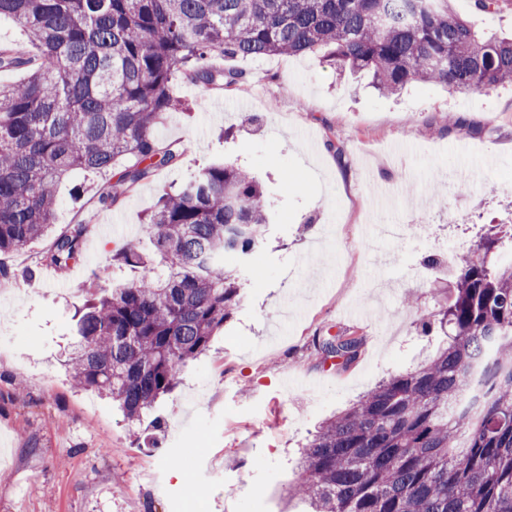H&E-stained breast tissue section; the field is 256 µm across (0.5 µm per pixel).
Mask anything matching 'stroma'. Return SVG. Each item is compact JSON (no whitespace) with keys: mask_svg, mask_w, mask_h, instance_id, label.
<instances>
[{"mask_svg":"<svg viewBox=\"0 0 512 512\" xmlns=\"http://www.w3.org/2000/svg\"><path fill=\"white\" fill-rule=\"evenodd\" d=\"M231 66L245 78L228 90L173 83L183 105L155 134L180 147L179 166L111 209L98 195L124 161L60 186L54 233L88 226L78 264L43 265L51 235L0 260L14 274L0 286V512H302L286 497L300 446L441 344L415 328L448 277L424 259L465 254L512 202V87L474 96L420 82L384 97L315 55ZM212 164L263 184L269 223L237 271L232 317L132 423L65 370L73 314L95 288L133 278L116 250L153 257L146 213ZM340 332L363 339L347 366L319 351Z\"/></svg>","mask_w":512,"mask_h":512,"instance_id":"stroma-1","label":"stroma"}]
</instances>
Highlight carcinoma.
<instances>
[{"label":"carcinoma","instance_id":"obj_1","mask_svg":"<svg viewBox=\"0 0 512 512\" xmlns=\"http://www.w3.org/2000/svg\"><path fill=\"white\" fill-rule=\"evenodd\" d=\"M449 0H0L30 48L0 46V255L21 251L55 221L71 173L132 163L103 189L118 204L182 152L153 131L181 106L176 75L231 87L241 71L216 59L324 51L371 75L384 95L418 82L488 95L512 84V37L485 38ZM268 224L264 192L248 171L202 169L159 196L145 229L159 261L124 247L114 281L88 303L67 365L73 381L112 397L138 421L178 384L239 304L229 254L247 256ZM87 225L71 224L44 256L63 269L83 256ZM512 246L502 220L462 258L448 257L455 293L417 319L450 337L325 421L302 451L292 495L312 512H512ZM362 338L324 340V358L353 362Z\"/></svg>","mask_w":512,"mask_h":512}]
</instances>
